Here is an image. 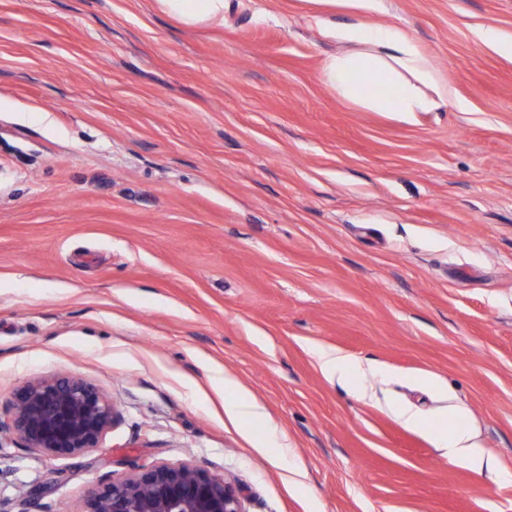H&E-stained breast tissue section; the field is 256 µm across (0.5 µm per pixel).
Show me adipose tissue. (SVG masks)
Instances as JSON below:
<instances>
[{"mask_svg": "<svg viewBox=\"0 0 512 512\" xmlns=\"http://www.w3.org/2000/svg\"><path fill=\"white\" fill-rule=\"evenodd\" d=\"M226 0H158L160 7L188 25L218 21L224 17ZM325 35L354 44V51L326 60L323 76L340 94L370 108L388 112H430L448 99L431 61L396 25H375L358 19L341 28L328 27ZM381 76L386 89L372 90L369 76ZM320 370L337 382L352 388L362 400L372 398L369 381L384 377V370L373 360L322 346L316 351ZM456 426L449 431H432L437 447L449 459L470 469H492L493 464L475 434L465 425V412L455 409Z\"/></svg>", "mask_w": 512, "mask_h": 512, "instance_id": "adipose-tissue-1", "label": "adipose tissue"}]
</instances>
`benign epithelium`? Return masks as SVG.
Returning a JSON list of instances; mask_svg holds the SVG:
<instances>
[{
  "mask_svg": "<svg viewBox=\"0 0 512 512\" xmlns=\"http://www.w3.org/2000/svg\"><path fill=\"white\" fill-rule=\"evenodd\" d=\"M118 412L102 390L76 374L59 373L26 383L0 431L24 447L59 459L79 458L99 446ZM47 490L33 485L17 499L0 497V512H34ZM83 512H245L224 476L188 462L166 463L91 484Z\"/></svg>",
  "mask_w": 512,
  "mask_h": 512,
  "instance_id": "7a95c632",
  "label": "benign epithelium"
}]
</instances>
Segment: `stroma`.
I'll return each mask as SVG.
<instances>
[{
    "label": "stroma",
    "mask_w": 512,
    "mask_h": 512,
    "mask_svg": "<svg viewBox=\"0 0 512 512\" xmlns=\"http://www.w3.org/2000/svg\"><path fill=\"white\" fill-rule=\"evenodd\" d=\"M316 13L355 20L328 0H227L196 26L156 0H0V417L60 372L121 415L77 459L0 435L7 493L79 512L103 474L184 461L246 512H512V54L477 36L512 43V0H375L448 85L431 112L329 87L352 46ZM317 345L380 363L377 401ZM241 394L265 422L228 413ZM456 406L499 474L435 448Z\"/></svg>",
    "instance_id": "1"
}]
</instances>
